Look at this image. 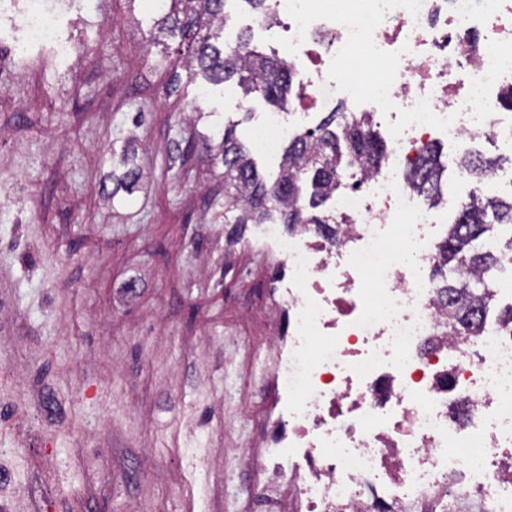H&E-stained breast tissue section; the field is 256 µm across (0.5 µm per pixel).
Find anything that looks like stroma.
Wrapping results in <instances>:
<instances>
[{
  "mask_svg": "<svg viewBox=\"0 0 512 512\" xmlns=\"http://www.w3.org/2000/svg\"><path fill=\"white\" fill-rule=\"evenodd\" d=\"M92 7L93 52L0 106V512H273L246 457L288 494L284 267L225 223L224 166L188 144L229 123L250 143L271 106L161 63L155 0ZM438 150L453 220L466 173ZM127 157L143 177L113 193Z\"/></svg>",
  "mask_w": 512,
  "mask_h": 512,
  "instance_id": "obj_1",
  "label": "stroma"
}]
</instances>
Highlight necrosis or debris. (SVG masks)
Masks as SVG:
<instances>
[{"mask_svg":"<svg viewBox=\"0 0 512 512\" xmlns=\"http://www.w3.org/2000/svg\"><path fill=\"white\" fill-rule=\"evenodd\" d=\"M73 0H0V88L12 75L73 58ZM256 28L301 88L297 104L255 124V145L292 140L335 98L351 111L400 115L378 170L333 193L312 225L261 227L288 267L280 285L294 340L278 372L288 388V473L308 512H512V290L494 289L481 330L451 331L433 269L447 216L420 205L404 174L437 140L512 152V0H267ZM365 48L380 76L344 63Z\"/></svg>","mask_w":512,"mask_h":512,"instance_id":"obj_1","label":"necrosis or debris"}]
</instances>
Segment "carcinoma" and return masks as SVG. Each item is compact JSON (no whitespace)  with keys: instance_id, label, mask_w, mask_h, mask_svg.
Here are the masks:
<instances>
[{"instance_id":"carcinoma-1","label":"carcinoma","mask_w":512,"mask_h":512,"mask_svg":"<svg viewBox=\"0 0 512 512\" xmlns=\"http://www.w3.org/2000/svg\"><path fill=\"white\" fill-rule=\"evenodd\" d=\"M167 11L156 22L159 32L180 36L187 42L188 56L184 65L199 70L211 82L237 79L245 94L259 92L270 103L286 109L297 81L288 65L250 47L242 37L231 52L217 45L224 31V0H166ZM337 113L305 135L292 140L284 160L272 181L261 176L250 152L239 142L235 128L225 127L219 144L224 163V223L226 224H316L319 232L336 237V230L325 219L311 214L339 187L343 174L353 162L360 169L372 172L379 168L386 153V144L363 115L342 117ZM128 169L115 178L112 195L119 191L133 193L141 179V171L124 161ZM461 164L481 184L485 181L493 159L466 153ZM444 167L434 147H426L408 169L407 179L420 194L433 195L439 190ZM512 227V199L477 196L461 204L455 223L440 246L442 262L435 271L437 286L448 299V314L453 324L468 331L480 330L478 313L491 301L487 285L479 281L475 290L454 277L456 273L473 270L483 275L498 264L497 256L478 246L492 224Z\"/></svg>"}]
</instances>
